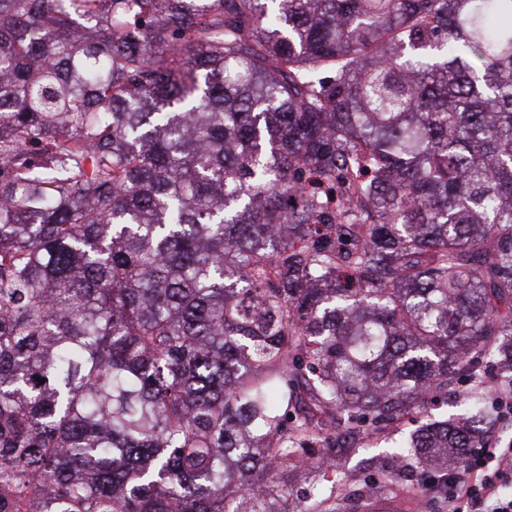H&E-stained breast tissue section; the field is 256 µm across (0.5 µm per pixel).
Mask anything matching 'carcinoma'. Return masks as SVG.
Here are the masks:
<instances>
[{"instance_id": "1", "label": "carcinoma", "mask_w": 512, "mask_h": 512, "mask_svg": "<svg viewBox=\"0 0 512 512\" xmlns=\"http://www.w3.org/2000/svg\"><path fill=\"white\" fill-rule=\"evenodd\" d=\"M491 367L512 0H0V512H348L336 438Z\"/></svg>"}]
</instances>
